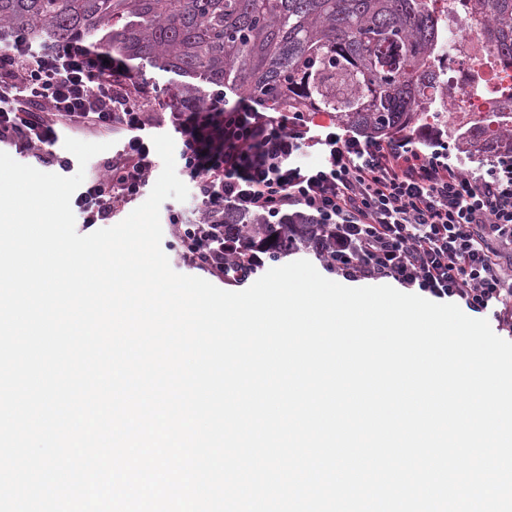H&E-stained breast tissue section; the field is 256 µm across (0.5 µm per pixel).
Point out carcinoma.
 <instances>
[{
    "label": "carcinoma",
    "instance_id": "1",
    "mask_svg": "<svg viewBox=\"0 0 512 512\" xmlns=\"http://www.w3.org/2000/svg\"><path fill=\"white\" fill-rule=\"evenodd\" d=\"M488 19L494 52L470 60L474 85L459 98L467 128L448 124V73L436 65L454 34L448 0H0V36L34 43L95 41L105 54L178 77V106H204L197 79L266 106L329 112L369 140L444 133L467 153L512 154V125L479 110L512 105V0H471ZM238 249L224 264L261 250L278 263L314 253L336 272V236L304 214L271 224L231 209L210 216Z\"/></svg>",
    "mask_w": 512,
    "mask_h": 512
}]
</instances>
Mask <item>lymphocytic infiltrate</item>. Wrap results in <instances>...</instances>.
Masks as SVG:
<instances>
[{
	"mask_svg": "<svg viewBox=\"0 0 512 512\" xmlns=\"http://www.w3.org/2000/svg\"><path fill=\"white\" fill-rule=\"evenodd\" d=\"M148 87L119 61L75 42L32 44L12 36L0 53V142L46 147L44 163L67 168L54 145L59 127L121 136L106 163L74 199L83 228L108 223L118 205L141 196L155 161L152 116L162 111ZM180 171L215 210L232 208L277 221L304 212L336 235L345 263L337 274L391 279L417 293L489 314L512 333V155L490 159L475 176L456 172L447 144L421 149L413 137L366 141L337 133L332 116L216 93L203 108L172 113ZM307 149L322 160L300 162ZM184 263L227 280L234 244L220 224L169 216Z\"/></svg>",
	"mask_w": 512,
	"mask_h": 512,
	"instance_id": "lymphocytic-infiltrate-1",
	"label": "lymphocytic infiltrate"
}]
</instances>
